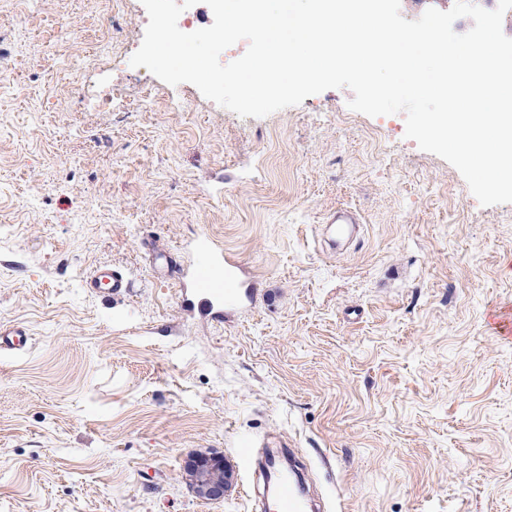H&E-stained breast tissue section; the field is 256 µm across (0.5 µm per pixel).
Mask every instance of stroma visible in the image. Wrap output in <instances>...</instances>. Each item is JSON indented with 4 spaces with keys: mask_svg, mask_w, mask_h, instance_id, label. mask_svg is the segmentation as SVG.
<instances>
[{
    "mask_svg": "<svg viewBox=\"0 0 512 512\" xmlns=\"http://www.w3.org/2000/svg\"><path fill=\"white\" fill-rule=\"evenodd\" d=\"M128 0H0V512H255L256 443L299 449L328 512H512V204L329 89L263 118L211 112L96 53ZM112 87L80 112L77 87ZM350 206L360 242L316 241ZM260 283L250 315L188 312L202 241ZM99 264L130 295L82 291ZM224 458L223 500L188 489V456ZM29 335L21 326L0 327V354L16 355L28 351Z\"/></svg>",
    "mask_w": 512,
    "mask_h": 512,
    "instance_id": "1",
    "label": "stroma"
}]
</instances>
